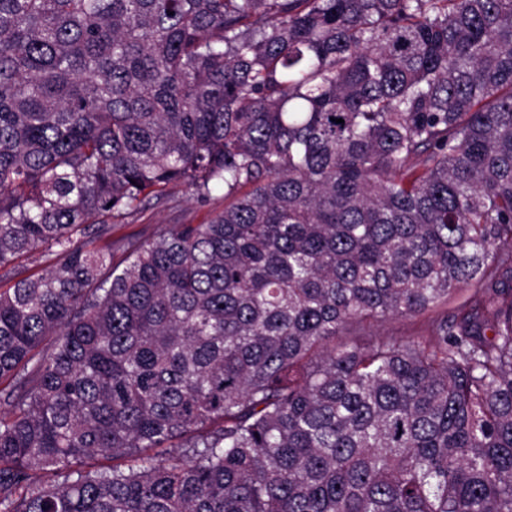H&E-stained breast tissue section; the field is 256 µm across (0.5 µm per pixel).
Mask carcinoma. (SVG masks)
Here are the masks:
<instances>
[{
	"instance_id": "cac0c4a2",
	"label": "carcinoma",
	"mask_w": 512,
	"mask_h": 512,
	"mask_svg": "<svg viewBox=\"0 0 512 512\" xmlns=\"http://www.w3.org/2000/svg\"><path fill=\"white\" fill-rule=\"evenodd\" d=\"M0 270V512H512V0H0ZM171 201L149 206L145 210L131 216L112 218L114 237L135 235L148 237L154 229L165 224H201L210 215L224 209V194L222 190L212 193V198L205 203L199 202L191 191L183 186H177L170 191ZM55 256L47 252L35 255H23L16 261V266L22 271V276H39L55 262ZM427 320L395 319L381 323L375 329L382 334H395L397 336H421L425 334Z\"/></svg>"
}]
</instances>
